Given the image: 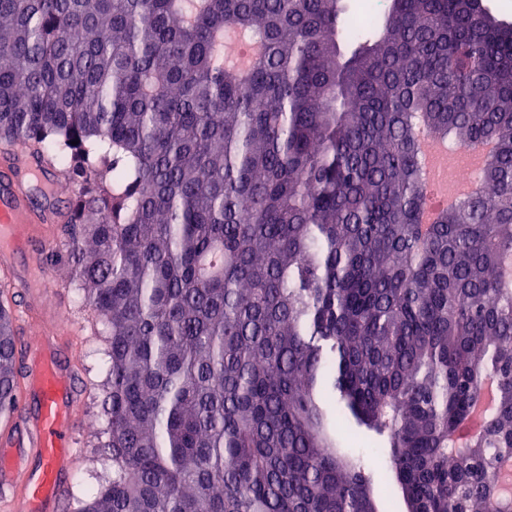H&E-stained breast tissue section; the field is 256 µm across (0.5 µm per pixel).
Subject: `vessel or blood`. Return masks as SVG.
<instances>
[{
	"label": "vessel or blood",
	"instance_id": "1",
	"mask_svg": "<svg viewBox=\"0 0 512 512\" xmlns=\"http://www.w3.org/2000/svg\"><path fill=\"white\" fill-rule=\"evenodd\" d=\"M48 212L29 204L22 181L0 186V267L14 266L16 253L41 235ZM23 289V307L33 311L46 305L56 333L71 335L78 328L70 314L47 303L44 292H27V277H17ZM26 383L18 391V404L0 430V512H61L68 496V476L77 468L78 427L86 401L74 389L71 369L57 360L52 343L33 340L25 354ZM40 462L29 470L26 456Z\"/></svg>",
	"mask_w": 512,
	"mask_h": 512
}]
</instances>
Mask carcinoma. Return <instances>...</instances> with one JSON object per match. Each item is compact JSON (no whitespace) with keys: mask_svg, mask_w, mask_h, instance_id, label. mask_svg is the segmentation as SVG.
Wrapping results in <instances>:
<instances>
[{"mask_svg":"<svg viewBox=\"0 0 512 512\" xmlns=\"http://www.w3.org/2000/svg\"><path fill=\"white\" fill-rule=\"evenodd\" d=\"M388 2L345 41L344 0H0V143L78 187L68 273L106 336L112 479L79 512H379L382 484L502 508L512 23ZM229 29L263 46L246 70ZM418 122L496 146L432 224ZM16 364L0 300V417ZM493 384V380H487L485 382L483 387V397L481 405L479 406L477 412L475 413L474 417L469 421V423L457 433L458 437L464 438L481 429L483 425V412L486 408L491 406L495 400L496 393L493 388Z\"/></svg>","mask_w":512,"mask_h":512,"instance_id":"cac0c4a2","label":"carcinoma"}]
</instances>
